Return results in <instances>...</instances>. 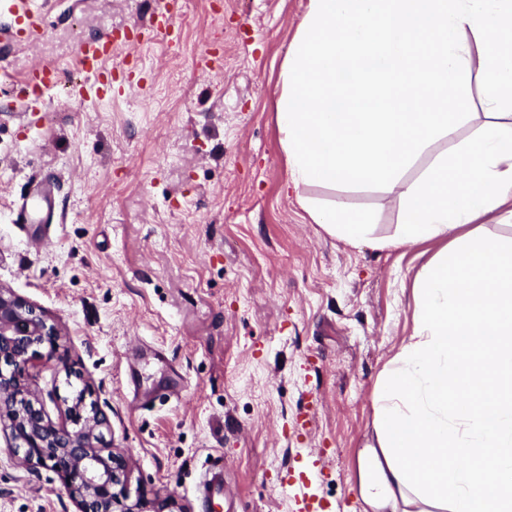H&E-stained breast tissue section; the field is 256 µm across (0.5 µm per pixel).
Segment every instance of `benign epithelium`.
I'll use <instances>...</instances> for the list:
<instances>
[{
	"instance_id": "1",
	"label": "benign epithelium",
	"mask_w": 512,
	"mask_h": 512,
	"mask_svg": "<svg viewBox=\"0 0 512 512\" xmlns=\"http://www.w3.org/2000/svg\"><path fill=\"white\" fill-rule=\"evenodd\" d=\"M60 332L21 298L0 287V425L23 454V463L48 468L75 500L78 512H137L119 457L101 447L105 417L79 390L68 406L71 427L57 426L23 383L38 359L53 356Z\"/></svg>"
}]
</instances>
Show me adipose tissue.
<instances>
[{
	"label": "adipose tissue",
	"instance_id": "ef3b65f1",
	"mask_svg": "<svg viewBox=\"0 0 512 512\" xmlns=\"http://www.w3.org/2000/svg\"><path fill=\"white\" fill-rule=\"evenodd\" d=\"M281 80L293 185L371 186L401 204L389 237L369 215L300 198L313 223L353 247L444 243L417 278L413 333L381 376L359 466L365 504L512 512V237L480 228L512 203V0H309ZM473 89L480 111H460Z\"/></svg>",
	"mask_w": 512,
	"mask_h": 512
}]
</instances>
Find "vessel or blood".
Masks as SVG:
<instances>
[{
	"label": "vessel or blood",
	"instance_id": "vessel-or-blood-1",
	"mask_svg": "<svg viewBox=\"0 0 512 512\" xmlns=\"http://www.w3.org/2000/svg\"><path fill=\"white\" fill-rule=\"evenodd\" d=\"M10 22L0 28V40L21 43L26 46L35 44L42 35L43 14L34 8L30 0H8ZM181 11V0H153L152 10L147 23L134 24L124 31H111L83 39L79 42L75 56L79 70L104 87L112 83V72L105 66L115 48L132 47L140 42L142 34L172 42L178 37L176 20ZM61 81V73L54 66L38 63L25 73L21 80H13L9 73L0 74V87L7 89L15 109L29 110L33 101L41 99L51 88ZM54 204L53 191H45L37 198L22 205L18 221L30 223L34 214L52 212ZM200 501L209 504L224 493V467L215 465L205 474L198 487Z\"/></svg>",
	"mask_w": 512,
	"mask_h": 512
}]
</instances>
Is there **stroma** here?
<instances>
[{
	"label": "stroma",
	"mask_w": 512,
	"mask_h": 512,
	"mask_svg": "<svg viewBox=\"0 0 512 512\" xmlns=\"http://www.w3.org/2000/svg\"><path fill=\"white\" fill-rule=\"evenodd\" d=\"M308 0H182L180 38L117 48L111 90L84 78L77 42L146 22L151 0H48L35 47L0 44L22 78L57 66L64 87L29 111L0 97V286L61 330L29 390L67 421L80 375L104 445L142 512H203L195 488L224 466L217 512H298L284 483L364 512L359 462L378 379L411 336L414 283L443 247H350L311 223L307 196L400 220L374 188L287 189L280 73ZM218 50L223 68L200 61ZM54 184L50 220L15 223ZM0 512H77L57 475L24 465L0 431Z\"/></svg>",
	"instance_id": "35a3bbf8"
}]
</instances>
